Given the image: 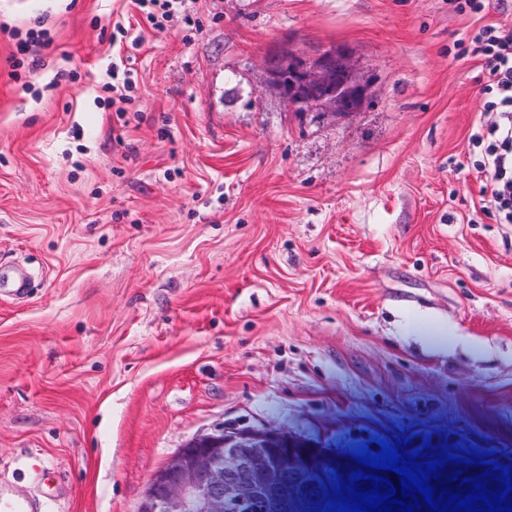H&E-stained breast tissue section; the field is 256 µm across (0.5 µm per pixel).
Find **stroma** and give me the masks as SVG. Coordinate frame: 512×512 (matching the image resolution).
<instances>
[{
  "label": "stroma",
  "mask_w": 512,
  "mask_h": 512,
  "mask_svg": "<svg viewBox=\"0 0 512 512\" xmlns=\"http://www.w3.org/2000/svg\"><path fill=\"white\" fill-rule=\"evenodd\" d=\"M51 43L13 69L9 30ZM452 0H0V481L137 512L193 437L512 454V224L483 210L480 63ZM126 25L136 88L112 102ZM349 46L363 111L301 114L269 51ZM139 13L146 22L154 29L164 27L167 21L175 13L179 12L184 0H132Z\"/></svg>",
  "instance_id": "1"
}]
</instances>
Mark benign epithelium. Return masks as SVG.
<instances>
[{"label":"benign epithelium","instance_id":"obj_1","mask_svg":"<svg viewBox=\"0 0 512 512\" xmlns=\"http://www.w3.org/2000/svg\"><path fill=\"white\" fill-rule=\"evenodd\" d=\"M269 84L298 112H360L369 86L345 45L276 51ZM342 452L274 428L227 427L185 443L150 479L137 512H322Z\"/></svg>","mask_w":512,"mask_h":512}]
</instances>
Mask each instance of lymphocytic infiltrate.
I'll return each mask as SVG.
<instances>
[{"label": "lymphocytic infiltrate", "mask_w": 512, "mask_h": 512, "mask_svg": "<svg viewBox=\"0 0 512 512\" xmlns=\"http://www.w3.org/2000/svg\"><path fill=\"white\" fill-rule=\"evenodd\" d=\"M466 52L480 61L485 76L481 93L488 119L471 137L485 175V210L497 223L512 224V27L479 28Z\"/></svg>", "instance_id": "f902f5d3"}]
</instances>
